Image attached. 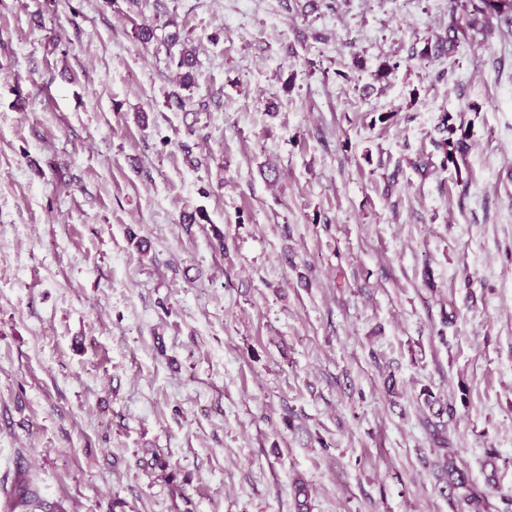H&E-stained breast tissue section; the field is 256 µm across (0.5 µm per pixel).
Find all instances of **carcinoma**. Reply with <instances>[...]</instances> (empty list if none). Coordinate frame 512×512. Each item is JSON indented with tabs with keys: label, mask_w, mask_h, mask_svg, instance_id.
I'll return each instance as SVG.
<instances>
[{
	"label": "carcinoma",
	"mask_w": 512,
	"mask_h": 512,
	"mask_svg": "<svg viewBox=\"0 0 512 512\" xmlns=\"http://www.w3.org/2000/svg\"><path fill=\"white\" fill-rule=\"evenodd\" d=\"M462 9L469 27L494 21L498 29L512 33V0H464ZM188 42L189 39L178 29L162 39L170 62L183 72V82L187 87L194 83L193 70L196 66V53ZM441 147L445 164H455L466 154V143L462 137L455 139L450 136L443 140ZM426 425L438 457L436 478L440 492L448 498L452 512H484L487 495L474 486L468 472L458 464L446 435V425L431 420L426 421ZM294 500L296 512H310L308 488L300 480L294 482ZM40 508L42 504L37 491L25 480L14 483L4 503V512H38Z\"/></svg>",
	"instance_id": "1"
}]
</instances>
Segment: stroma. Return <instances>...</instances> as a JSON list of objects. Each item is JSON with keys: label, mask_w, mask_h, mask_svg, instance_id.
<instances>
[{"label": "stroma", "mask_w": 512, "mask_h": 512, "mask_svg": "<svg viewBox=\"0 0 512 512\" xmlns=\"http://www.w3.org/2000/svg\"><path fill=\"white\" fill-rule=\"evenodd\" d=\"M461 2L0 0V504L451 512L427 389L511 508L512 34ZM166 26L174 27V31H170L162 39L165 46L166 54L175 68L183 73L184 85L189 87L194 83L193 70L196 66V53L194 48L188 46L189 39L184 36L176 24L170 21ZM42 509L40 497L27 481H15L7 500L5 512H37Z\"/></svg>", "instance_id": "1"}]
</instances>
